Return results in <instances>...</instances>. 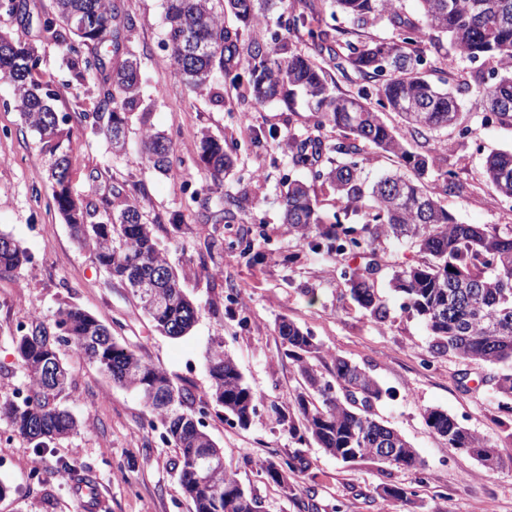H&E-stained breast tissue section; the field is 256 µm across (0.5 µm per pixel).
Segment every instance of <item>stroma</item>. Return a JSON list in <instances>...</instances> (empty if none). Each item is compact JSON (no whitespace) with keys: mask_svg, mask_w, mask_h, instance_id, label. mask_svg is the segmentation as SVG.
Listing matches in <instances>:
<instances>
[{"mask_svg":"<svg viewBox=\"0 0 512 512\" xmlns=\"http://www.w3.org/2000/svg\"><path fill=\"white\" fill-rule=\"evenodd\" d=\"M52 0H25L24 13L0 8V31L33 45L36 78L58 95L55 108L69 114L70 190L79 200L123 185L148 217L162 216L154 233L170 263L185 278L188 293L200 306L192 332L179 339L156 333L126 290L108 283L88 252L72 238L63 215L51 203L47 158L38 135L27 128L16 106L14 86L0 77V231L26 248L31 261L22 271L25 291L13 278H0V400L13 396L22 381L12 335L31 311L53 318L59 299L79 305L104 324L120 322L121 341L161 365L175 380L187 381L206 396L210 381L204 354L214 339L239 366L247 385L262 398L248 428L210 417L207 429L224 449V462L236 470L242 487L257 495L263 512H329L342 500L347 512H512V421L504 420L486 371L450 355L429 352L424 323L402 310V298L379 279L377 287L389 309L387 321L366 316L351 299L335 257L310 253L281 221L284 185L310 180L308 170L294 167L290 146L308 137L335 140L336 129L319 128L311 113L279 102L254 104L247 83L223 81L210 90L190 92L175 72L163 44L162 0H124L132 28L116 43L100 47L105 67L95 78L98 89L111 86V74L134 48L145 82L143 109L129 119L128 147L113 156L108 143L84 131L79 115L97 109L96 100L78 95L63 64L65 48L44 41L39 20ZM159 131L173 146L172 170L154 169L141 150L144 130ZM237 145L235 167L218 190L199 160L203 134ZM429 147L445 151L448 168L467 184L462 196L440 201L458 222L512 230V202L500 198L481 178L485 157L512 149V127L484 123L462 107L455 125L430 133ZM232 215L214 224L215 214ZM177 224H169V217ZM217 229L224 252L208 256L207 233ZM253 244L252 257L240 256V238ZM239 292L241 303L227 299ZM308 330L321 346L314 365L330 374L339 355L373 373L392 391L377 406L380 418L400 431L424 463L422 472L375 461L343 463L317 448L297 446L286 422L268 413L276 404L292 411L302 387L296 362L285 355L277 333L281 320ZM73 388L66 401L82 426L77 435L36 451L0 417V512H192L172 468L173 448L147 435L149 411L140 397L112 383L82 355L65 356ZM468 387H461V377ZM438 408L495 446L502 468L487 471L472 455L449 451L444 439L425 423L424 412ZM303 449L305 472L292 475V496L266 482L260 467L268 457L283 458ZM77 462L99 489L97 507L76 494V477L63 471ZM38 479H30V470ZM425 484H418V476ZM417 486V510L383 502L376 487Z\"/></svg>","mask_w":512,"mask_h":512,"instance_id":"stroma-1","label":"stroma"}]
</instances>
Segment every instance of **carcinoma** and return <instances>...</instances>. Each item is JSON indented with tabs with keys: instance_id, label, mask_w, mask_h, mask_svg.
Instances as JSON below:
<instances>
[{
	"instance_id": "obj_1",
	"label": "carcinoma",
	"mask_w": 512,
	"mask_h": 512,
	"mask_svg": "<svg viewBox=\"0 0 512 512\" xmlns=\"http://www.w3.org/2000/svg\"><path fill=\"white\" fill-rule=\"evenodd\" d=\"M164 2V44L176 73L192 91L206 88L216 73L237 83L244 68L256 103L282 101L292 106L300 98L315 113L317 126L328 125L342 133L334 142L307 138L291 146L293 164L312 169L313 181L334 191L336 224L331 232L319 230L322 218L311 187L294 182L285 197L284 223L290 232L316 255L349 253L360 259L341 275L351 298L379 322L389 312L375 288L376 278L389 274L402 307L425 323L429 352L486 365L499 410L512 415V233L458 222L426 179L435 176L447 195L461 196L467 186L448 170L447 156L438 149L415 152L408 147V139L453 124L465 94L471 109L484 114L486 121L512 126V0H416L414 14L407 10L406 0H329L330 18L339 15L348 27L325 22L313 28L310 13L295 10L272 44L249 39L246 33L278 7L277 0ZM227 12L237 22L233 29L225 25ZM120 21L133 26L122 0H53V12L40 20V28L45 40L67 46L66 65L73 80L92 94L95 72L104 62L90 68L81 48L91 43L101 46L116 37ZM369 24L387 26L393 37L347 39ZM303 29L315 53H327L336 70L356 75L360 80L356 92L337 93L321 63L290 47L289 41ZM427 36L448 40L471 62L491 65L488 76H476L472 82L464 78L454 89L446 80L434 82L430 79L434 68L424 66L418 49ZM128 55L113 71L112 87L100 98L98 111L80 114L90 134L105 139L114 152L124 149L129 116L142 105L138 62L133 52ZM35 62L33 47L0 32V75L13 83L22 118L39 135L41 150L49 156L53 204L96 268L128 290L158 333L172 339L187 335L198 307L139 204L121 186L95 200L76 201L70 196V159L63 147L70 137L65 128L69 116L55 110V94L34 79ZM387 111L404 119L409 138L387 124ZM142 144L155 168L172 170L171 141L164 134L147 130ZM366 146L397 158L413 170L414 177L387 174L367 185L362 157ZM233 150L202 134L199 158L216 188L233 165ZM482 177L500 197L512 199V151L488 156ZM383 239L411 243L424 261L398 269L390 266L376 248ZM29 262L27 251L1 232L0 277L20 279ZM277 332L303 380L296 414L289 420V433L299 444L313 441L343 463L371 459L405 470L423 469L412 444L376 413L377 404L391 393L372 373L335 356L329 380L311 363L320 356L321 347L310 332L286 320L278 324ZM13 343L25 389L12 399L0 400V415L7 416L14 432L33 448L43 450L80 429V421L63 405L72 388L65 354L74 351L97 365L115 385L141 396L151 414L148 433H159L160 441L175 449L174 469L194 512H262V502L244 490L237 473L224 464V449L201 420L211 407L226 421L245 428L261 403L223 341H214L206 351L207 402L189 387L177 385L161 366L122 345L112 327L65 300L51 321L35 313L18 324ZM49 362L58 368L53 381L44 374ZM425 421L449 449L484 460L488 449L484 437L447 412L427 409ZM213 463L221 468L219 491L206 482ZM308 468L303 450L297 449L286 459L267 460L261 471L290 495L289 475ZM377 494L385 502L401 503L416 496L407 487L391 484L380 486Z\"/></svg>"
}]
</instances>
